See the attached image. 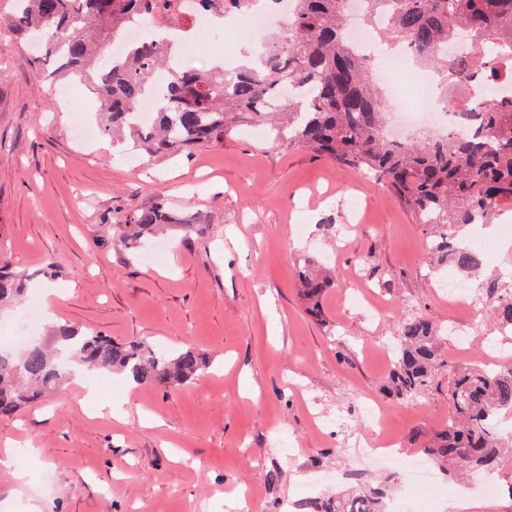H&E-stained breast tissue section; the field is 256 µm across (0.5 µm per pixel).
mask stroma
I'll list each match as a JSON object with an SVG mask.
<instances>
[{
    "label": "stroma",
    "instance_id": "obj_1",
    "mask_svg": "<svg viewBox=\"0 0 512 512\" xmlns=\"http://www.w3.org/2000/svg\"><path fill=\"white\" fill-rule=\"evenodd\" d=\"M205 40L192 66L233 67L254 51L220 26ZM69 85L72 102L0 30V252L30 272L49 262L63 272L35 280L22 303L0 312V337L35 301L48 312L41 338L67 323L118 341L192 346L212 366L175 388L77 368L48 405L0 419V449L27 458L26 481L0 468V512H230L228 497L245 491L251 512L320 503L385 477L356 461L350 443L368 430L363 404L381 396L403 319L423 316L448 335L425 390L389 404L400 460L419 458L447 424L456 371L481 363L490 343L512 360V335H499L490 299L472 310L440 291L447 275L431 268L421 224L386 189L274 142L262 125L160 157L130 141L114 151L108 136L82 144L72 115L98 123V102L88 84ZM162 195L210 216L211 232H171L169 252L152 264L110 243L107 225ZM306 257L335 281L323 300L334 335L298 295ZM99 403L123 404L126 421L96 415ZM496 474L492 500L475 480L444 478L427 512H452L461 495L473 512H512V454Z\"/></svg>",
    "mask_w": 512,
    "mask_h": 512
}]
</instances>
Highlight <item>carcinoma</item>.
Returning a JSON list of instances; mask_svg holds the SVG:
<instances>
[{"label":"carcinoma","mask_w":512,"mask_h":512,"mask_svg":"<svg viewBox=\"0 0 512 512\" xmlns=\"http://www.w3.org/2000/svg\"><path fill=\"white\" fill-rule=\"evenodd\" d=\"M257 0H195L203 14L246 15ZM288 33L264 42L258 65L224 68H172V43L162 32L131 42L119 62L101 66L103 46L114 32L147 16L174 11L176 0H0V25L36 52L46 50L63 63L39 72L56 81L75 76L95 91L102 128L112 137L133 138L150 156L224 142L239 126L261 123L275 139L303 147L336 164L369 175L423 224L432 267H451L478 277L480 256L462 240L478 217L493 223L512 211V98L474 103L463 95L456 111L471 121L468 137L432 134L419 142L392 143L381 128L382 90L365 60L344 37L346 0H293ZM368 13L391 8V24L379 31L386 42L406 43L411 53L443 73L451 87L475 78L497 79L512 71V0H366ZM469 33L465 55L448 52L455 31ZM169 67L149 130L133 124L137 104L154 90L155 74ZM308 87L309 98L270 105L284 84ZM211 219L185 215L165 199L112 225V243L137 251L165 228L203 235ZM308 311L333 333L322 299L332 276L311 259L296 270ZM32 280L0 258V306L18 301ZM493 300L491 312L512 326V289L500 280L480 282ZM56 347L37 339L18 351L0 350V418L40 403L60 390L69 364L126 373L139 384L185 385L210 366L193 349L161 350L144 339L118 342L96 330L69 324L53 330ZM440 331L422 316L398 326L393 367L382 385L397 401L418 396L439 362ZM448 425L424 442L422 451L448 472L480 473L501 462L496 418L512 414V366L489 371L468 367L448 388ZM385 489L358 486L331 499L325 512H381Z\"/></svg>","instance_id":"cac0c4a2"}]
</instances>
